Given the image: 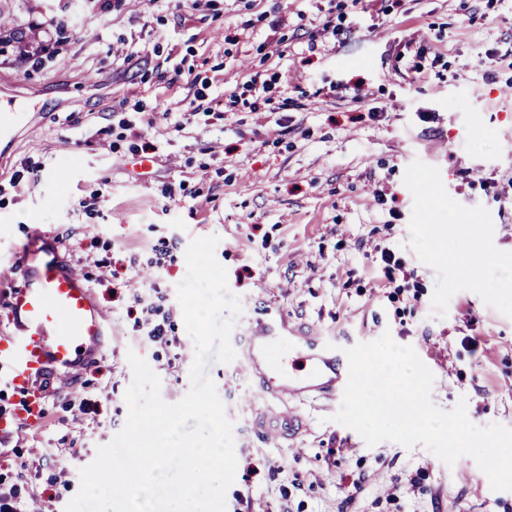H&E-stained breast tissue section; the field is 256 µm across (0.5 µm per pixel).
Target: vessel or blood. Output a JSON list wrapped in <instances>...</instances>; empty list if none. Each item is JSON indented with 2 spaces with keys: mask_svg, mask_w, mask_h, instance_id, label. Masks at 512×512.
Segmentation results:
<instances>
[{
  "mask_svg": "<svg viewBox=\"0 0 512 512\" xmlns=\"http://www.w3.org/2000/svg\"><path fill=\"white\" fill-rule=\"evenodd\" d=\"M19 267L22 282L8 299L12 329L0 336V373L21 390L67 381L109 347L111 333L85 277L61 260L56 244L23 251ZM275 350L281 360L272 358ZM242 369L264 404L252 413L254 426L273 442L296 439L306 427L301 405L343 395L348 379L335 342L273 315L253 327Z\"/></svg>",
  "mask_w": 512,
  "mask_h": 512,
  "instance_id": "b4317fda",
  "label": "vessel or blood"
}]
</instances>
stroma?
Instances as JSON below:
<instances>
[{"label": "stroma", "instance_id": "35a3bbf8", "mask_svg": "<svg viewBox=\"0 0 512 512\" xmlns=\"http://www.w3.org/2000/svg\"><path fill=\"white\" fill-rule=\"evenodd\" d=\"M15 13L52 45L0 57V107L20 115L0 142V327L41 232L114 339L53 383L46 426H15L29 398L0 385V483L24 476L35 512H64L126 421L128 352L166 403L187 394L177 285L211 235L243 307L237 354L269 313L344 348L387 331L433 372L437 406L512 428V286L463 267L512 264V0H73L61 39L57 0ZM138 291L169 343L140 339ZM208 373L233 423L226 512H512L472 458L367 446L335 402L304 404L306 432L269 445L238 362Z\"/></svg>", "mask_w": 512, "mask_h": 512}]
</instances>
